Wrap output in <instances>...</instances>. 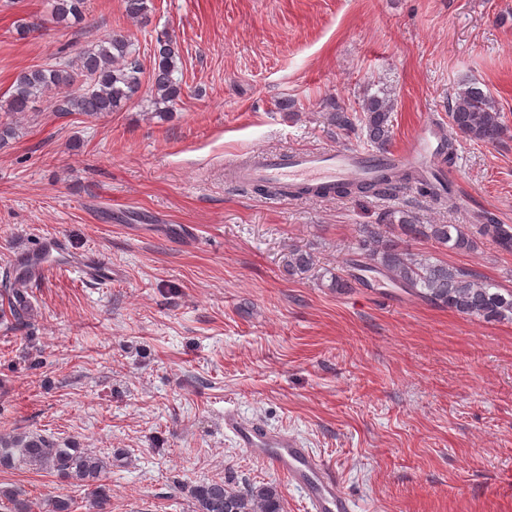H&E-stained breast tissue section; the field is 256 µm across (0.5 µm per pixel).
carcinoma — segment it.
Here are the masks:
<instances>
[{"label":"carcinoma","instance_id":"carcinoma-1","mask_svg":"<svg viewBox=\"0 0 512 512\" xmlns=\"http://www.w3.org/2000/svg\"><path fill=\"white\" fill-rule=\"evenodd\" d=\"M124 10L134 19L145 20L148 0H123ZM86 10V0H52L51 19L67 27ZM181 55L178 44L165 31L156 37L151 74V97L155 113L175 109L181 101ZM143 68L126 36L114 33L96 47L82 53L74 62L50 65L20 73L6 102L8 114L18 119L27 114L31 103L44 98L55 112L83 114L112 113L126 106L139 92ZM330 125L343 131H364L367 141L383 153L392 139L395 95L384 88L362 98L360 112L344 110L336 101L328 103ZM449 125L462 136L482 143H495L506 128L490 95L472 82L457 92L448 112ZM406 188L435 199L450 193L447 185L431 182L419 169H384L372 180L350 181L320 190L296 187L275 189L256 184L254 190L292 196L350 197L391 196ZM485 239L505 252H512V225L497 224L486 218L484 224H417L407 212L390 213L384 224H364L359 229L353 272L347 277H332V287L351 288L366 283L365 274L377 273L405 293L431 304L448 307L458 313L485 321L512 320V290L484 281L472 272L455 267L429 253H414L403 247L408 241L426 242L460 253L473 252L478 240ZM316 265L315 256L304 249L288 252V271L308 273ZM10 315L20 319L27 308L25 293L10 289L6 295ZM31 466L49 471L67 480L91 487L93 505L102 506L109 497L106 474L110 462L79 448H62L38 434H1L0 467ZM195 512H281L280 496L273 486L244 491L224 482H200L189 488Z\"/></svg>","mask_w":512,"mask_h":512}]
</instances>
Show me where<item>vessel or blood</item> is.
<instances>
[{"mask_svg": "<svg viewBox=\"0 0 512 512\" xmlns=\"http://www.w3.org/2000/svg\"><path fill=\"white\" fill-rule=\"evenodd\" d=\"M442 144L440 131L423 123L404 147L395 152L369 153L355 149L341 151H290L279 154L259 152L234 171L239 183L266 182L308 187L335 186L353 179L370 178L388 166H422L435 162ZM67 257L64 241L46 237L31 247L17 276L32 282L53 277L56 266ZM224 429L240 447L268 461L305 495L308 512H354V502L344 491L336 467L305 448L295 435L272 431L234 411L224 413Z\"/></svg>", "mask_w": 512, "mask_h": 512, "instance_id": "1", "label": "vessel or blood"}]
</instances>
